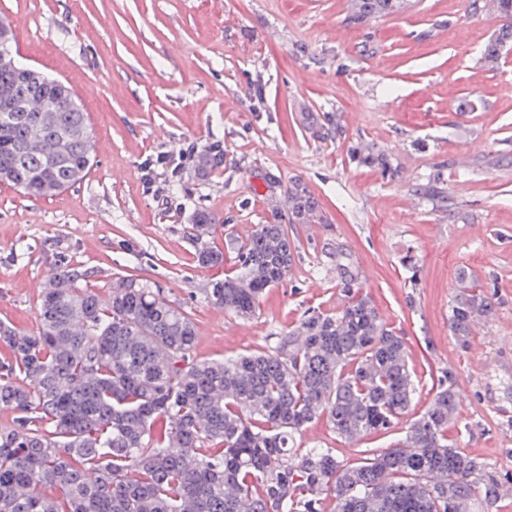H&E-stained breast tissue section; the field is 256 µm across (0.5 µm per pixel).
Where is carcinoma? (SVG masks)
I'll return each instance as SVG.
<instances>
[{
    "instance_id": "cac0c4a2",
    "label": "carcinoma",
    "mask_w": 512,
    "mask_h": 512,
    "mask_svg": "<svg viewBox=\"0 0 512 512\" xmlns=\"http://www.w3.org/2000/svg\"><path fill=\"white\" fill-rule=\"evenodd\" d=\"M505 19L478 59L499 69L512 41V0H477ZM402 0H351L357 22L388 15ZM32 108L0 112V182L46 199L80 183L94 140L80 100L56 97L50 81H31L0 64V99ZM350 158L392 170L387 155L358 144ZM224 166L204 147L198 179ZM51 189L34 188L44 174ZM288 224L273 205L267 223L237 242L236 268L205 290L207 301L239 317L255 312L290 272L288 226L315 224L317 201L301 182L288 191ZM219 223L193 213L195 258L224 265L211 242ZM342 306L312 312L275 351L203 361L193 319L156 282L121 276L111 290L68 262L44 288L36 333L0 322V407L14 413L0 430V512H503L507 498L485 459L448 440L456 419L453 381L406 426L402 444L356 462L332 448L295 450L320 419L354 441L386 431L408 414L416 394L405 342L337 265ZM449 310L456 336L490 316L492 299L463 275Z\"/></svg>"
}]
</instances>
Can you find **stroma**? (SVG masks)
<instances>
[{"label":"stroma","instance_id":"35a3bbf8","mask_svg":"<svg viewBox=\"0 0 512 512\" xmlns=\"http://www.w3.org/2000/svg\"><path fill=\"white\" fill-rule=\"evenodd\" d=\"M349 0H0L20 60L61 80L89 114L96 156L86 178L49 199L0 184V321L32 333L55 262L159 283L193 318L196 354L275 349L310 312L341 305L336 252L408 348L419 415L444 376L459 393L448 437L512 486V53L477 60L502 26L472 0H409L394 15L347 18ZM341 113L342 130L308 126ZM219 143L224 165L143 177L147 157ZM365 142L394 173L350 160ZM325 222L289 227L295 261L251 318L213 307L191 217L205 208L244 236L284 204L294 181ZM437 184L438 201L420 187ZM495 303L466 340L448 311L458 278ZM404 425L354 442L320 420L297 449L354 461L394 446Z\"/></svg>","mask_w":512,"mask_h":512}]
</instances>
